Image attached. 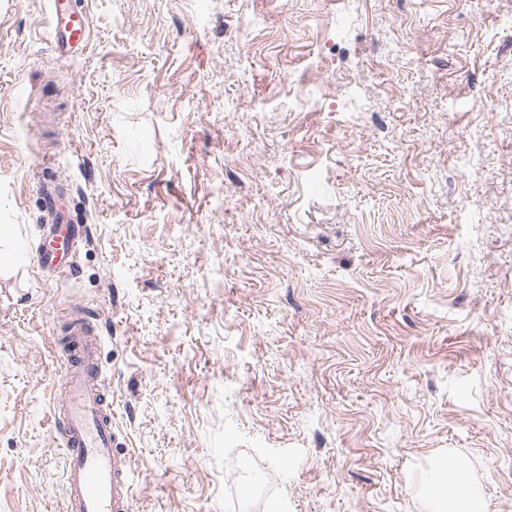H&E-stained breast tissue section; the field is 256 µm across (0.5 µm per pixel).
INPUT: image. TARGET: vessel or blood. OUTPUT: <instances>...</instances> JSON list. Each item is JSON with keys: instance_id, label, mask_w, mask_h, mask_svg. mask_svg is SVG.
Instances as JSON below:
<instances>
[{"instance_id": "b4317fda", "label": "vessel or blood", "mask_w": 512, "mask_h": 512, "mask_svg": "<svg viewBox=\"0 0 512 512\" xmlns=\"http://www.w3.org/2000/svg\"><path fill=\"white\" fill-rule=\"evenodd\" d=\"M52 45L59 54L81 55L89 39L86 14L70 0H50ZM80 237L72 226L40 232L32 262L53 269ZM65 395L53 407L54 432L65 453L63 512H132L131 459L118 446L112 403L99 365L101 338L93 320L76 311L64 331Z\"/></svg>"}]
</instances>
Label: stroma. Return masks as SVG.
I'll list each match as a JSON object with an SVG mask.
<instances>
[{"instance_id":"1","label":"stroma","mask_w":512,"mask_h":512,"mask_svg":"<svg viewBox=\"0 0 512 512\" xmlns=\"http://www.w3.org/2000/svg\"><path fill=\"white\" fill-rule=\"evenodd\" d=\"M0 0V512H58L90 309L133 512H512V0ZM27 94L18 97L17 84ZM68 1L50 0V37L55 51L75 58L81 55L87 46L90 29L86 14L77 5H72ZM79 238V231L68 224L64 227H51L47 231L41 230L31 251L33 264L41 269L57 268V260L68 256ZM425 498L428 503V512L482 511L478 493L467 480L460 464L449 472L446 466L440 478L425 487Z\"/></svg>"}]
</instances>
